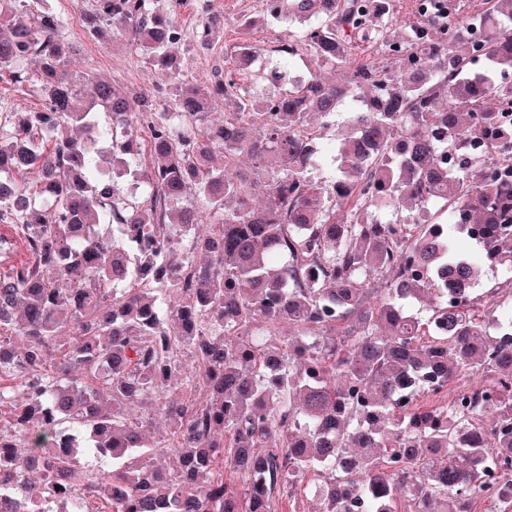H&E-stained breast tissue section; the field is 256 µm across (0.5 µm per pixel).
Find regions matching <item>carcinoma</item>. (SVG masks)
Returning a JSON list of instances; mask_svg holds the SVG:
<instances>
[{
	"mask_svg": "<svg viewBox=\"0 0 512 512\" xmlns=\"http://www.w3.org/2000/svg\"><path fill=\"white\" fill-rule=\"evenodd\" d=\"M0 14V80L41 108L0 123V500L37 512H486L489 469L512 463V317L485 341L497 290L483 267L512 271V246L476 263L460 247L478 224L498 243L512 225V133L488 107L512 108V0H456L430 45L384 62L393 0H267L295 26L275 52L310 62L308 79L244 92L253 47L200 78L176 63L180 0H97L90 35H126L166 72L156 111L91 73L70 70L48 0ZM433 3L407 23H433ZM485 21L473 70L469 18ZM376 55L351 60L348 33ZM329 64L339 80L316 69ZM364 97L338 135L336 175L315 182L318 140L338 104ZM224 99V123L208 120ZM466 135L491 157L448 179ZM240 155L254 169H224ZM195 201L185 206L188 191ZM262 196L264 208L255 209ZM436 199L460 214L440 234L412 214ZM405 209L402 220L375 218ZM456 284L454 299L444 279ZM428 302V322L405 308ZM296 336L276 337L280 324ZM481 383L451 415L426 382ZM150 408L165 430L150 435ZM64 451L40 453L59 432ZM239 475L224 481V467Z\"/></svg>",
	"mask_w": 512,
	"mask_h": 512,
	"instance_id": "carcinoma-1",
	"label": "carcinoma"
}]
</instances>
